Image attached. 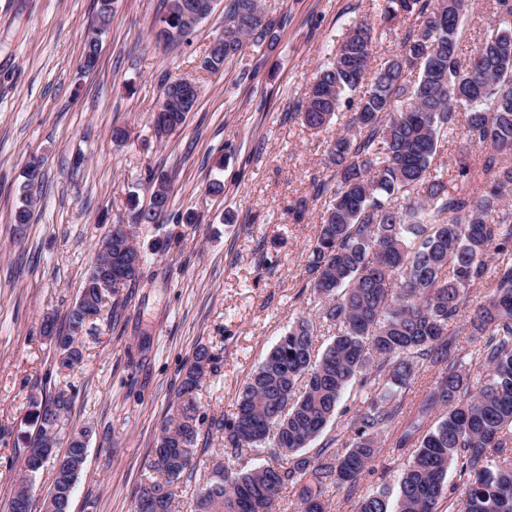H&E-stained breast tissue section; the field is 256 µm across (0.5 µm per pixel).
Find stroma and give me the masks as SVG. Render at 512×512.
<instances>
[{"instance_id":"stroma-1","label":"stroma","mask_w":512,"mask_h":512,"mask_svg":"<svg viewBox=\"0 0 512 512\" xmlns=\"http://www.w3.org/2000/svg\"><path fill=\"white\" fill-rule=\"evenodd\" d=\"M227 0L191 45L150 34L163 0H116L93 70H81L97 0H0V512L22 476L33 403L66 390L70 428L90 430L69 512H133L153 478L149 463L198 346L214 356L198 390L201 430L231 417L248 374L297 316L316 304L305 289L306 253L325 204L327 132L297 113L316 67L377 0H261L274 35L249 42L215 73L202 68L224 27ZM199 83L197 106L156 136L150 115L167 79ZM125 126L124 143L112 138ZM44 157L31 224L11 213L30 155ZM171 181L165 223L132 224L129 194L148 204L149 170ZM220 182L222 193L210 190ZM303 217H296L299 201ZM194 212L197 223L183 221ZM233 222H225V213ZM130 225L150 258L136 286L109 296L80 342L84 358L60 364L44 316L66 328L82 275L110 225ZM159 240L166 251H153ZM263 449L232 459L224 437L196 448L192 477L172 487L175 512H190L213 466L266 463ZM405 458L383 448L357 488L398 493Z\"/></svg>"}]
</instances>
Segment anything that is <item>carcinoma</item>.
<instances>
[{
  "label": "carcinoma",
  "mask_w": 512,
  "mask_h": 512,
  "mask_svg": "<svg viewBox=\"0 0 512 512\" xmlns=\"http://www.w3.org/2000/svg\"><path fill=\"white\" fill-rule=\"evenodd\" d=\"M201 0H167L155 27L171 31L167 43H192L179 29L183 8ZM109 0H99L101 24L88 29L82 56L95 63L101 36L112 20ZM471 0H382L379 20L358 22L316 70L302 105L312 129L327 127L340 100L363 89L350 122L327 143L331 176L316 184L329 197L309 246L304 288L319 300L315 316H302L249 374L236 412L212 426L236 456L244 448L271 449L269 461L237 471L215 466L191 512H276L282 493L298 491L297 512H326L327 491H354L374 464L382 443L409 455L390 504L383 489L360 495L353 512H440L448 470L462 479L460 512H512V0H493L492 21L462 57L464 19ZM414 17L398 49L374 63L376 26ZM272 21L258 0H230L223 46L210 50L204 66L215 73L242 52L246 40L266 37ZM189 96L153 113L157 132L183 124L197 106L199 85ZM459 131L478 158L451 159L452 179L433 165L441 137ZM11 223L33 217L28 173ZM164 173L149 172L146 188L160 210L128 197L139 224H162L171 191ZM112 260L136 250L122 228ZM138 251V250H136ZM141 262H146L140 250ZM504 256L490 264L491 256ZM142 267L125 281L99 291L101 269L90 264L70 311L62 365L83 359L78 335L100 317L106 298L136 283ZM491 284L475 304L472 290ZM462 322L476 368L458 366L453 324ZM338 333L323 352L315 346L323 324ZM214 356L197 348L178 390L174 414L164 425L151 463L160 478L141 489L136 512H174L172 483L191 466L200 428L197 390ZM426 390L401 423L404 397L422 377ZM359 398L355 414L313 456L301 450L336 419L346 393ZM70 398L59 392L36 405L37 426L27 447L58 435ZM78 474L54 472L51 493L71 500ZM164 492L159 507L147 492ZM56 498L36 509L26 490L13 495L11 512H52Z\"/></svg>",
  "instance_id": "1"
}]
</instances>
